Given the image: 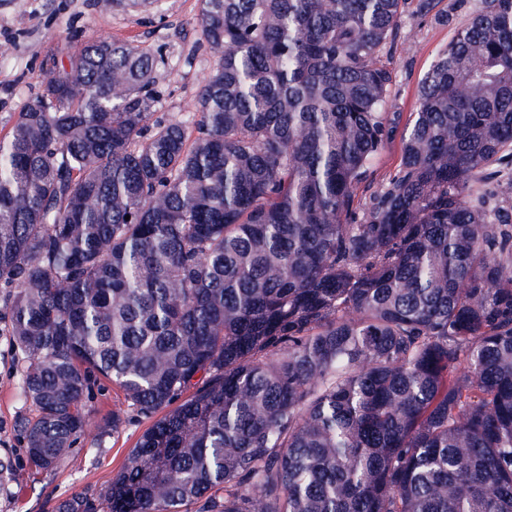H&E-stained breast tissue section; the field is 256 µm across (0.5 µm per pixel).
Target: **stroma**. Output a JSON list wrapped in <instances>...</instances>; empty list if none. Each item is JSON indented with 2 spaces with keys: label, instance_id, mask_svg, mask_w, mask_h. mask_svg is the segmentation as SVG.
<instances>
[{
  "label": "stroma",
  "instance_id": "obj_1",
  "mask_svg": "<svg viewBox=\"0 0 512 512\" xmlns=\"http://www.w3.org/2000/svg\"><path fill=\"white\" fill-rule=\"evenodd\" d=\"M474 9L475 0H435L433 11L422 16L414 0L406 4L398 35L381 56L396 77L390 109L398 113L399 125H406L416 108L424 73ZM97 37L150 51L156 60V118L193 125L196 94L216 64L202 36L200 0H161L159 6L139 9L120 0L107 9L99 0H0V45L8 48L0 55V137L40 91L53 66ZM20 366V353L0 333V460L11 465L10 490L0 492V512H39L46 500L106 488L148 420H131L118 434L98 442L96 425L111 416L118 402L112 385L103 383L90 401L94 427L54 474L34 473L15 428L18 417L37 412L21 396Z\"/></svg>",
  "mask_w": 512,
  "mask_h": 512
}]
</instances>
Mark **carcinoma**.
<instances>
[{
    "instance_id": "obj_1",
    "label": "carcinoma",
    "mask_w": 512,
    "mask_h": 512,
    "mask_svg": "<svg viewBox=\"0 0 512 512\" xmlns=\"http://www.w3.org/2000/svg\"><path fill=\"white\" fill-rule=\"evenodd\" d=\"M404 4L201 0L194 137L154 119L155 59L98 39L0 139L29 463L56 471L103 381L98 442L151 420L48 512H512V0H478L357 203ZM89 404L92 408L95 422L102 423L105 419H108L112 415V409L115 408V404H119L112 384L103 382L101 387H95Z\"/></svg>"
}]
</instances>
